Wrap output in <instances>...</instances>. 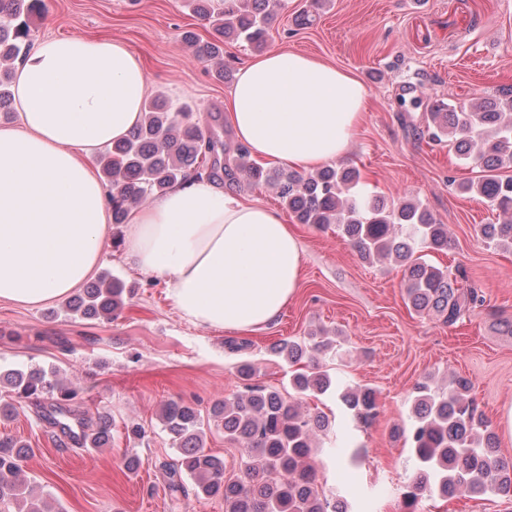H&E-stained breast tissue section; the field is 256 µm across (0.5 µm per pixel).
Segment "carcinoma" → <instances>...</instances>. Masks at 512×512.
Masks as SVG:
<instances>
[{
  "mask_svg": "<svg viewBox=\"0 0 512 512\" xmlns=\"http://www.w3.org/2000/svg\"><path fill=\"white\" fill-rule=\"evenodd\" d=\"M191 2L194 14L210 29L205 41L191 32L183 35L198 58L221 65L227 43L244 42L257 52L266 46L273 22L270 0ZM44 9V0H0V112L11 111L14 65L24 59L30 23ZM426 133L433 142L450 139L456 156L480 169L477 178L458 183L457 189L507 215L498 224L480 225L479 232L487 246L512 249V176L500 173L512 166V94L482 97L467 105L437 101ZM215 148L216 142L191 113L169 111L161 97L147 102L140 122L98 159L109 187L112 223H125L132 206L192 177H218V167L209 163ZM237 173L250 185L275 189L298 223L318 229L336 225L361 259H386L403 267L406 305L415 313L432 311L451 327L483 302L466 276L452 278L448 269L427 259L448 251V225L437 223L418 201L389 202L364 193L358 189L357 168L271 170L252 162L248 147L239 143L224 148V177L232 180ZM125 293V282L105 272L64 308L73 315L110 320L124 308ZM271 351L294 366L307 356L337 352L338 342L313 334L301 343H276ZM0 386L8 392V399L0 402L1 421L13 416L17 403L28 401L41 410L44 421L75 442L83 439L92 448L112 442L108 417L87 418L76 405V390L56 371L11 369L0 372ZM328 392L338 394L343 408L360 424L378 415L372 389L355 385L341 390L329 370L318 364L291 371L284 392L248 385L215 403L211 415L224 424V436L244 450L242 478L225 477L224 459L205 449L198 409L181 400L167 402L162 424L179 451L168 483L170 496L191 491L197 498H221L224 512H336V493L319 481L318 463L312 459L314 441L329 435L332 420L323 412L312 415L304 410L308 398ZM409 419V426L394 429L416 460L403 492L407 509L413 512L423 496L432 494L512 500V461L499 456L496 434L470 395L467 381L450 379L444 389L430 376L418 382ZM32 453L23 441L0 437V504H13L16 512H62L20 479V462ZM185 477L192 481L190 490L183 483Z\"/></svg>",
  "mask_w": 512,
  "mask_h": 512,
  "instance_id": "cac0c4a2",
  "label": "carcinoma"
}]
</instances>
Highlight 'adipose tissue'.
<instances>
[{
    "mask_svg": "<svg viewBox=\"0 0 512 512\" xmlns=\"http://www.w3.org/2000/svg\"><path fill=\"white\" fill-rule=\"evenodd\" d=\"M13 90L20 122L0 127V300L36 306L101 263L109 199L88 159L139 121L148 77L120 41L50 37L33 45ZM369 99L352 72L272 50L239 70L224 110L253 156L313 169L348 154ZM126 247L186 320L235 332L271 322L303 265L279 212L204 181L131 211Z\"/></svg>",
    "mask_w": 512,
    "mask_h": 512,
    "instance_id": "obj_1",
    "label": "adipose tissue"
}]
</instances>
